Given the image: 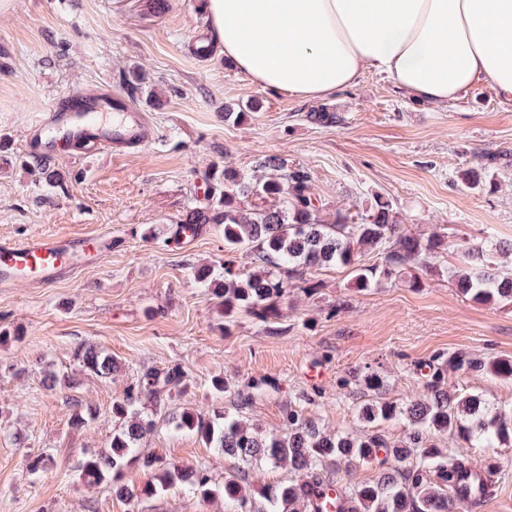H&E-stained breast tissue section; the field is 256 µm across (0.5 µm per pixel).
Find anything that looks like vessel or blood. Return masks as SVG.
Wrapping results in <instances>:
<instances>
[{
  "label": "vessel or blood",
  "mask_w": 512,
  "mask_h": 512,
  "mask_svg": "<svg viewBox=\"0 0 512 512\" xmlns=\"http://www.w3.org/2000/svg\"><path fill=\"white\" fill-rule=\"evenodd\" d=\"M72 115L65 130L42 128L29 146L35 151H48L56 137L70 145L87 148L133 144L144 140L148 125L143 113L133 108L106 115L89 112L78 100H68ZM105 242L99 238L43 236L21 241L0 240V285L35 280L49 283L72 272L80 259L103 251Z\"/></svg>",
  "instance_id": "1"
}]
</instances>
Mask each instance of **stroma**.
Wrapping results in <instances>:
<instances>
[{
    "mask_svg": "<svg viewBox=\"0 0 512 512\" xmlns=\"http://www.w3.org/2000/svg\"><path fill=\"white\" fill-rule=\"evenodd\" d=\"M149 2L10 0L0 10V238L108 241L104 254L50 285L0 288V329L19 336L0 345V512H225L223 496L206 500L183 484L143 495L151 476L134 463L123 470L129 498L81 479L86 453L109 448L113 401L147 372H185L190 386L169 398L171 413L237 407L271 432L290 404L327 431L398 440L403 424L360 420L369 394L339 388L340 379L374 371L384 397L397 400L422 394L419 367L437 354L512 359V304L462 297L446 273L452 251L418 289L384 280L360 292L347 269L310 270L289 282L280 334L245 313L221 332L218 301L194 273L222 271V225H201L185 241L171 237L192 212L209 208L213 169L228 163L248 177L259 158L276 155L307 169L329 209L361 213L380 195L411 231L447 233L452 245L491 235L512 241V105L480 85L437 110L369 71L327 99L341 123L315 125L305 118L313 102L258 86L219 53L194 56V37L208 28L201 0H167L161 15ZM132 70L144 84L127 82ZM103 88L146 115L147 140L91 156L63 141L36 157L26 153L36 120L57 112L60 99ZM237 103L258 109L243 123L225 121V105ZM489 153L499 160L488 167ZM470 167L483 174L475 189L457 178ZM50 172L60 184L47 181ZM86 342L111 354L118 370L107 378L81 371L75 352ZM216 375L226 384L219 398L208 389ZM260 377L274 388L251 392ZM448 388L512 410V379L452 372ZM77 403L96 411L82 429L70 422ZM140 451L208 470L219 491L229 475L245 474L256 490L293 477L269 464L242 467L165 423ZM40 455L52 466L30 473Z\"/></svg>",
    "mask_w": 512,
    "mask_h": 512,
    "instance_id": "obj_1",
    "label": "stroma"
}]
</instances>
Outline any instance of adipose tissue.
<instances>
[{"instance_id": "obj_1", "label": "adipose tissue", "mask_w": 512, "mask_h": 512, "mask_svg": "<svg viewBox=\"0 0 512 512\" xmlns=\"http://www.w3.org/2000/svg\"><path fill=\"white\" fill-rule=\"evenodd\" d=\"M225 60L262 88L324 99L365 71L436 108L477 84L512 104V0H205Z\"/></svg>"}]
</instances>
